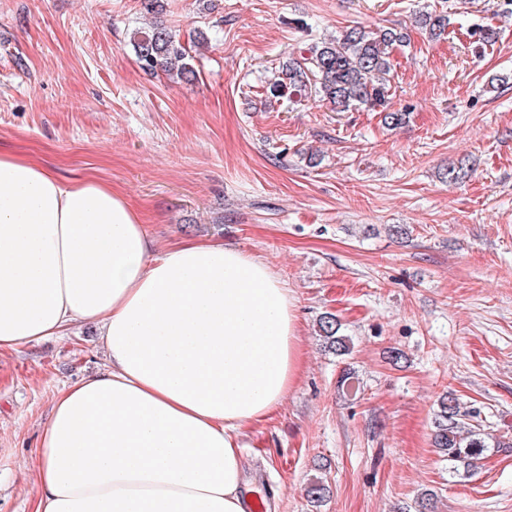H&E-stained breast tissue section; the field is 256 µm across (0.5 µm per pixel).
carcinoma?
Here are the masks:
<instances>
[{
    "mask_svg": "<svg viewBox=\"0 0 512 512\" xmlns=\"http://www.w3.org/2000/svg\"><path fill=\"white\" fill-rule=\"evenodd\" d=\"M422 23L432 35L440 36L448 28V14H427ZM405 40V34L395 28L350 27L336 38L312 44L308 55L282 63L281 79L273 83L271 93L276 97L314 94L339 112L357 105L379 108L385 125L399 126L408 113L390 110L389 58L393 48ZM131 42L143 71L153 74L161 70L184 80L193 75L184 47L163 23L135 30ZM318 329L336 355L351 354V338L340 334L336 316L320 318ZM433 443L441 456L468 468L488 448L512 447V442L493 433L490 426L464 421L456 399L450 396L439 403Z\"/></svg>",
    "mask_w": 512,
    "mask_h": 512,
    "instance_id": "cac0c4a2",
    "label": "carcinoma"
}]
</instances>
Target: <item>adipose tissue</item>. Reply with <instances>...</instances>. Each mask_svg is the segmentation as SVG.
<instances>
[{
  "label": "adipose tissue",
  "mask_w": 512,
  "mask_h": 512,
  "mask_svg": "<svg viewBox=\"0 0 512 512\" xmlns=\"http://www.w3.org/2000/svg\"><path fill=\"white\" fill-rule=\"evenodd\" d=\"M81 325L106 364L55 397L33 512H247L239 431L300 367L287 288L220 242L159 248L111 184L0 153V351Z\"/></svg>",
  "instance_id": "1"
}]
</instances>
